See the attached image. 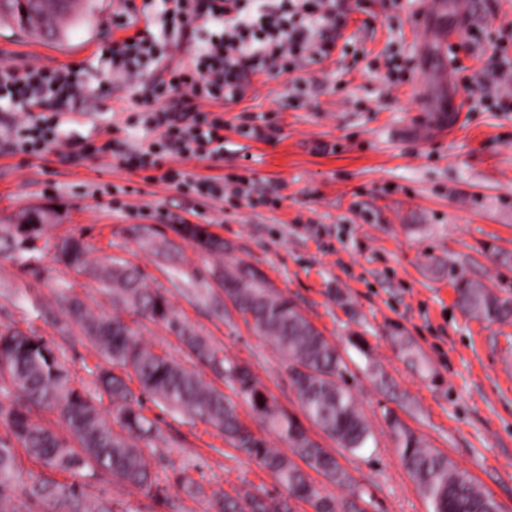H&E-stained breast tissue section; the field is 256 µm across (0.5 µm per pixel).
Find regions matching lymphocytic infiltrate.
<instances>
[{
    "label": "lymphocytic infiltrate",
    "mask_w": 512,
    "mask_h": 512,
    "mask_svg": "<svg viewBox=\"0 0 512 512\" xmlns=\"http://www.w3.org/2000/svg\"><path fill=\"white\" fill-rule=\"evenodd\" d=\"M139 11L136 0H124L112 21L119 35L98 54L113 79L131 88L137 105L132 122L154 132L153 140L131 145L109 135L64 139L60 115L87 90L81 65H1L0 101L24 117L0 127V148L35 157L60 150L72 162L90 156L115 160L130 171H153L156 181L188 198L187 212L196 217L201 205L249 197L250 178L205 177L181 163L223 160L224 116L212 104L239 102L254 76L292 74L307 61L330 57L346 24L344 0H165L162 28L196 49L189 63L154 76L146 64L173 52L150 29L132 27L130 19ZM34 104L39 112H31Z\"/></svg>",
    "instance_id": "f902f5d3"
}]
</instances>
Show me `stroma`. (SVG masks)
<instances>
[{
  "mask_svg": "<svg viewBox=\"0 0 512 512\" xmlns=\"http://www.w3.org/2000/svg\"><path fill=\"white\" fill-rule=\"evenodd\" d=\"M347 6L348 23L336 44L364 51L357 66L338 53L313 62L299 95L290 76L253 77L245 98L222 108L223 161L186 164L205 176L249 177L258 195L278 188L274 207L243 202L206 208L200 223L223 239V255L202 252L179 235L185 198L147 181L144 172L116 167L108 176L133 187L136 210L127 213L93 196L99 160L0 153V238L17 215L39 209L51 218L33 264L0 257V330L44 336L71 382L94 390L106 360L59 308L63 293L93 315L122 319L147 348L228 391L223 377L194 360L177 336L139 317L90 273L113 260L126 262L164 291L177 315L219 357L246 365L273 404L302 417L286 360L243 322L212 277L219 260L242 262L260 270L335 343L348 367L347 384L374 432V442L352 453L309 426L350 477L341 486L310 472L321 495L340 501L357 486L369 512H432L401 462L384 418L389 411L427 447L468 471L501 512H512V320L490 323L464 314L456 302L462 278L512 297V112L477 111L464 80L476 77L493 94L512 92V81L495 71L496 47L460 44L449 83L426 85L425 58L437 54L440 41L433 26L418 19L424 0H347ZM122 9V0H93L91 13L58 43L31 39L0 22V65L85 66L87 94L62 117L67 135L116 126L128 142L151 138L138 127L122 129L134 112L132 93L111 79L97 53L111 40L112 19ZM391 51L414 61L409 81L395 87L383 67ZM102 85L109 98H99ZM451 97L461 119L447 134L439 113ZM250 114L279 127L277 138L241 136L237 127ZM142 226L155 240L169 241L168 253L135 236ZM68 235L82 238L87 269L59 262L55 244ZM142 403L160 428L146 456L167 499L153 500L108 475L91 482L92 496L119 502L127 512H214L213 492L231 494L243 486L286 496L273 475L228 445L214 426L147 396ZM182 473L200 494L176 487L174 478Z\"/></svg>",
  "mask_w": 512,
  "mask_h": 512,
  "instance_id": "35a3bbf8",
  "label": "stroma"
}]
</instances>
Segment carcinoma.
I'll use <instances>...</instances> for the list:
<instances>
[{
  "label": "carcinoma",
  "mask_w": 512,
  "mask_h": 512,
  "mask_svg": "<svg viewBox=\"0 0 512 512\" xmlns=\"http://www.w3.org/2000/svg\"><path fill=\"white\" fill-rule=\"evenodd\" d=\"M34 5L36 18L29 20V28L35 35L41 27L49 37L61 36L79 17V12L68 14L54 0H36ZM42 231L38 224H15L5 249L14 255L30 252ZM55 248L67 267L86 263L85 246L78 237H65ZM218 271L226 274L224 298L238 312L251 313L250 329L269 340L288 362L291 385L308 420L341 448L356 451L366 447L372 431L345 383L346 365L336 346L292 299L265 285L255 269L236 262L220 263L213 269ZM99 277L141 316L163 324L178 336L192 357L216 372H224V379L233 383L252 411L288 440L293 453L310 468L338 485L347 482L336 457L319 444L292 436L303 424L271 403L248 367L218 357L203 337L178 318L161 289L147 287L140 269L114 262L104 267ZM456 292L459 307L468 315L490 323L512 319V299L501 297L480 280L464 279ZM59 304L111 364V368L98 372L97 386L110 398L112 421L100 415L86 389L70 383L44 337L34 332L1 331L0 374L10 376L16 400L7 406L0 402V422L13 436L11 441L0 439V512H118L110 502L90 497L88 483H57L46 477L47 471H67L90 479L110 475L158 500L165 498L166 489L156 482L144 450L137 445L139 440L153 439L157 425L145 416L141 401L134 397L124 376L114 372L116 367L132 371L143 394L224 432L229 444L268 470L288 491L285 499L248 489L234 497L215 491V512H292L290 498L312 503L316 512H359L361 491H352L351 498L342 504L322 496L290 457L243 432L231 398L206 383L196 371L145 348L123 320L94 316L64 294ZM34 409L54 413L67 426L71 439L34 421ZM386 423L398 443L405 469L430 501L433 512H500L497 501L476 487L468 471L447 455L426 447L400 421L388 418ZM16 443L40 463L41 471L24 474L19 470Z\"/></svg>",
  "instance_id": "obj_1"
}]
</instances>
